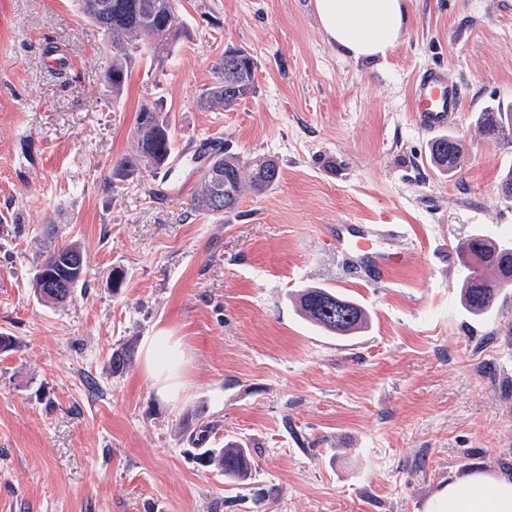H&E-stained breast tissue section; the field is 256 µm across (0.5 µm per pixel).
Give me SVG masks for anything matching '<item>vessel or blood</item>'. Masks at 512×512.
Instances as JSON below:
<instances>
[{
    "label": "vessel or blood",
    "mask_w": 512,
    "mask_h": 512,
    "mask_svg": "<svg viewBox=\"0 0 512 512\" xmlns=\"http://www.w3.org/2000/svg\"><path fill=\"white\" fill-rule=\"evenodd\" d=\"M465 96L461 82L445 69L425 67L410 86V110L416 125L429 134L438 133L455 118ZM325 234L337 251L350 255L353 276H367L379 284L395 267L407 264L412 254L402 246L404 228L399 224H329Z\"/></svg>",
    "instance_id": "1"
}]
</instances>
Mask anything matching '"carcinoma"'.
Listing matches in <instances>:
<instances>
[{"mask_svg": "<svg viewBox=\"0 0 512 512\" xmlns=\"http://www.w3.org/2000/svg\"><path fill=\"white\" fill-rule=\"evenodd\" d=\"M82 12L102 30L112 47V65L103 85L115 103L121 102L135 61L145 48L154 60L163 62L186 36L180 0H80ZM216 80L200 95L198 106L205 111H229L255 91V61L243 48H229L213 65ZM481 126L503 136L512 134L511 112H482ZM130 148L113 162L105 187L116 191L119 184L150 168L159 172L175 151L172 118L157 103L144 101L135 114ZM433 161L455 170L463 161L456 141L438 138L432 146ZM281 177L279 163L268 157L244 159L218 150L201 173L191 199V211L219 216L235 210L245 192L262 194ZM461 257L470 268L463 296L474 313L492 307L502 290L506 267H512V247H496L482 237H472L461 246ZM83 257L80 246L64 241L47 252L32 280L36 298L54 306L64 303L84 279L86 268L76 264ZM302 314L323 331L350 335L366 324V313L352 299L324 287H307L298 293ZM205 466H216L224 475L245 479L252 470L248 449L236 442L208 448L199 454Z\"/></svg>", "mask_w": 512, "mask_h": 512, "instance_id": "1", "label": "carcinoma"}]
</instances>
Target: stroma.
<instances>
[{
  "label": "stroma",
  "mask_w": 512,
  "mask_h": 512,
  "mask_svg": "<svg viewBox=\"0 0 512 512\" xmlns=\"http://www.w3.org/2000/svg\"><path fill=\"white\" fill-rule=\"evenodd\" d=\"M181 18L187 38L136 62L116 104L110 44L76 0H0V512H423L448 480L512 469V288L472 315L456 255L477 234L512 244V145L477 123L512 109V0H408L375 62L337 53L313 0H182ZM228 48L253 56L256 91L200 110ZM435 64L466 89L449 173L408 105ZM158 98L177 146L274 158L280 181L219 217L149 171L107 191ZM327 224L404 225L413 259L384 287L350 280ZM64 240L85 281L45 306L31 283ZM308 286L359 303L366 329L303 318ZM230 440L252 457L241 483L197 459Z\"/></svg>",
  "instance_id": "obj_1"
}]
</instances>
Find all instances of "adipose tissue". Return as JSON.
I'll return each mask as SVG.
<instances>
[{
	"mask_svg": "<svg viewBox=\"0 0 512 512\" xmlns=\"http://www.w3.org/2000/svg\"><path fill=\"white\" fill-rule=\"evenodd\" d=\"M329 43L354 60L381 58L403 36L407 0H314ZM425 512H512V470L449 481Z\"/></svg>",
	"mask_w": 512,
	"mask_h": 512,
	"instance_id": "obj_1",
	"label": "adipose tissue"
}]
</instances>
